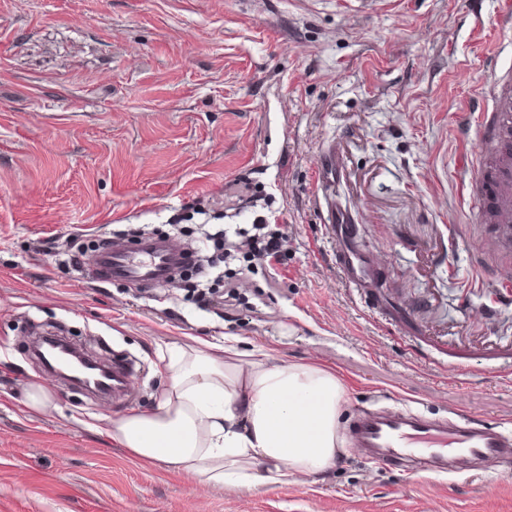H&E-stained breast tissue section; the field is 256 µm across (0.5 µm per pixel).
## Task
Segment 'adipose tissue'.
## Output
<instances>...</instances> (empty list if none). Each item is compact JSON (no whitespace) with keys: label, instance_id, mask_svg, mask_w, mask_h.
<instances>
[{"label":"adipose tissue","instance_id":"obj_1","mask_svg":"<svg viewBox=\"0 0 512 512\" xmlns=\"http://www.w3.org/2000/svg\"><path fill=\"white\" fill-rule=\"evenodd\" d=\"M240 342L228 335L171 348L155 408L113 420V443L204 490L276 486L330 468L340 380L324 367L272 362L263 347L244 351Z\"/></svg>","mask_w":512,"mask_h":512}]
</instances>
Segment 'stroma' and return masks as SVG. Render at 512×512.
Returning a JSON list of instances; mask_svg holds the SVG:
<instances>
[{
    "label": "stroma",
    "instance_id": "35a3bbf8",
    "mask_svg": "<svg viewBox=\"0 0 512 512\" xmlns=\"http://www.w3.org/2000/svg\"><path fill=\"white\" fill-rule=\"evenodd\" d=\"M511 40L496 0H0V512H512V457L413 477L344 440L317 479L203 492L107 434L155 407L161 354L229 334L333 368L339 431L395 396L512 433V296L461 290L496 268L456 165ZM329 157L343 174L327 184ZM336 204L383 261L363 296L334 262ZM261 222L288 235L276 271L208 252L210 274L238 273L234 306L81 267L132 228L193 246ZM48 333L131 361L125 396L56 378L31 351ZM457 356L468 367L449 371Z\"/></svg>",
    "mask_w": 512,
    "mask_h": 512
}]
</instances>
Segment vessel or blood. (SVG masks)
<instances>
[{
  "instance_id": "obj_1",
  "label": "vessel or blood",
  "mask_w": 512,
  "mask_h": 512,
  "mask_svg": "<svg viewBox=\"0 0 512 512\" xmlns=\"http://www.w3.org/2000/svg\"><path fill=\"white\" fill-rule=\"evenodd\" d=\"M482 148L460 150L463 176L460 194L467 197L476 222L512 223V80L495 87L487 110L479 113ZM354 217L343 207L331 215L336 268L358 290L373 287L381 261L354 242ZM182 246L146 239L131 248L112 247L93 255L85 265L89 279L138 286H166L174 267L182 265ZM351 445L365 458L404 466L411 473H461L512 453V436L485 426L477 417L451 410L443 420L387 407L361 416L351 432Z\"/></svg>"
}]
</instances>
